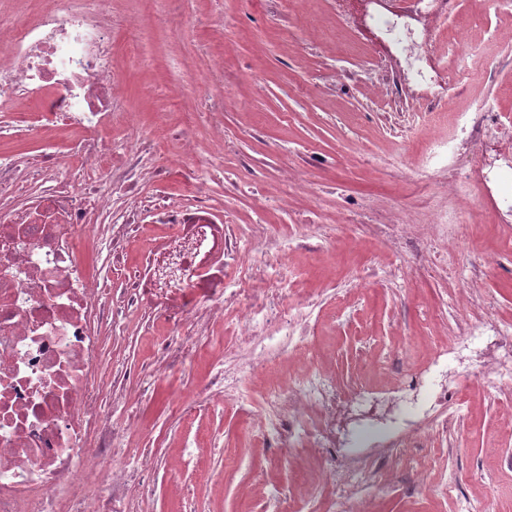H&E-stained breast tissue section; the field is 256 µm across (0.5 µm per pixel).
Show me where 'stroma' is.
<instances>
[{"label": "stroma", "instance_id": "1", "mask_svg": "<svg viewBox=\"0 0 512 512\" xmlns=\"http://www.w3.org/2000/svg\"><path fill=\"white\" fill-rule=\"evenodd\" d=\"M131 7V0L112 5L129 111L145 122L171 114L173 121L192 122L199 138H206L199 104L173 91L209 84L212 58L224 51L238 73L236 102L224 107V134L232 142L225 169L236 170L248 157L260 179L276 184L305 156L319 158V165L305 170L316 196L297 197L285 212L248 191L222 185L217 191L228 224L274 225V252L288 255L303 287L313 292L314 346L338 385H397L400 372L426 365L433 346L447 341L459 322H478L489 313L512 320V252L505 250L512 223L493 224L479 214L455 243V250L497 258L495 268L478 276L477 287H468V273L449 269L444 244L427 235L430 185L390 176L401 146L366 84L343 97L309 87L318 70L357 63L341 44L345 38L373 45L399 66L395 51L369 27L376 0H317L325 23L319 32L284 26L258 9L244 12L238 0H198L200 16L222 19L219 36L205 25L173 35L165 0H146L152 21L135 52L121 26ZM509 24L512 16L484 13L465 0L444 28L453 37L483 40L488 28ZM357 149L371 156V167L353 162ZM408 196L419 202L408 215L414 234L399 247L372 225L341 221L360 200L385 220L400 221L398 205ZM176 388L173 382L156 387L146 426L130 444L155 449L163 459L195 441L200 449L179 475L157 468L148 512H179L171 497L173 478L194 484L202 468L223 473L224 480L198 490L196 512H274L282 492L288 512H344V503H328L311 448L299 447L283 462L243 431L246 410L261 402V379L244 381L243 405L202 411L192 423L166 410ZM456 395L466 406L447 433L430 432L412 448L362 449L365 479L354 489L359 512H465L473 500L482 502L484 512H512V386L487 380L475 396L462 382Z\"/></svg>", "mask_w": 512, "mask_h": 512}]
</instances>
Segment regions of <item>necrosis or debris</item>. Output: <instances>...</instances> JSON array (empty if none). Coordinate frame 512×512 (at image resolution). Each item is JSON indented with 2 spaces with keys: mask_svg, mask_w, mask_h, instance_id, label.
<instances>
[{
  "mask_svg": "<svg viewBox=\"0 0 512 512\" xmlns=\"http://www.w3.org/2000/svg\"><path fill=\"white\" fill-rule=\"evenodd\" d=\"M459 8L460 0H413L406 15L380 11L374 20L405 59L439 47L448 55L442 93L419 100L398 131L410 161L396 166L400 178L446 177L456 208L432 207L428 222L448 240L482 209L512 222V205L500 208L490 189L502 174L498 143L512 138V125L494 99L470 92L512 66V28H494L483 43L453 37L440 45L441 23ZM113 43L112 0H41L34 15L0 16V141L62 137L41 151L0 152V512H137L158 466L155 449L129 445L145 424L146 386L223 354L228 330L246 346L245 364H214L205 381L173 395L169 411L186 419L239 403L245 377L299 359L301 370L265 387L266 408L247 412L245 430L284 460L301 445L314 448L330 496L341 499L361 476L357 447L389 429L412 447L462 411L447 353L493 331L501 350L483 361V374L512 383V326L500 321L462 324L432 370L407 374L391 391H340L304 328L311 299L293 287L287 260L271 253L268 225H248L245 254L218 215L213 184L224 172V106L236 85L223 57L213 59L205 90L180 91L210 107L204 151L190 128L168 135L162 120L146 127L126 112ZM361 56L374 91L402 99L405 72L372 47ZM174 174L177 193L166 189ZM104 224L102 276L85 268L79 250ZM255 255L273 270L258 275ZM227 256L237 282L230 296L210 283ZM143 314L162 329L152 356L130 368L108 359L109 338ZM104 322L111 337L97 331ZM312 407L320 416L309 424Z\"/></svg>",
  "mask_w": 512,
  "mask_h": 512,
  "instance_id": "1",
  "label": "necrosis or debris"
}]
</instances>
